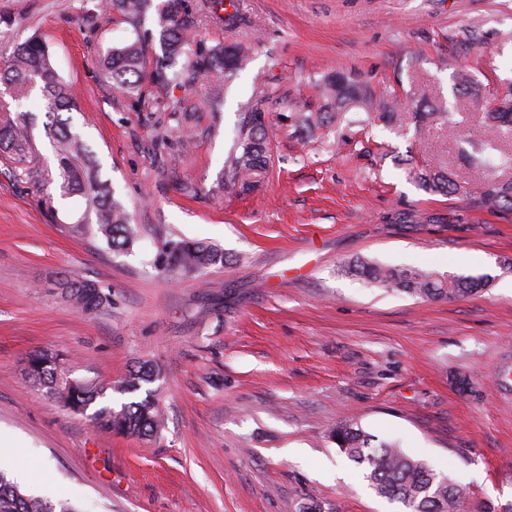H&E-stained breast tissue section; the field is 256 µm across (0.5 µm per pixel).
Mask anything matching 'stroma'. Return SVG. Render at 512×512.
<instances>
[{"label": "stroma", "instance_id": "1", "mask_svg": "<svg viewBox=\"0 0 512 512\" xmlns=\"http://www.w3.org/2000/svg\"><path fill=\"white\" fill-rule=\"evenodd\" d=\"M204 6L208 45L252 44L232 82L218 73L148 105L99 67L132 27L103 0H0V70L39 35L74 85L69 117L141 231L129 252L74 232L79 196L35 188L0 161V434L48 499L79 512H404L378 496L329 432L357 419L512 512V210L425 191L405 159L478 187L465 138L495 87L512 82V0H244L236 24ZM479 95L458 89L461 69ZM354 71L445 101L458 126L332 127L293 135L312 83ZM267 97L271 173L232 198L217 183L251 98ZM33 147L56 173L32 91ZM167 238L204 239L227 260L174 281L146 263ZM483 275L484 290L423 301L370 287L341 264ZM90 279L112 303L77 312L58 275ZM57 354L66 375L106 384L118 409L154 392L164 416L144 440L100 430L30 380L27 356ZM147 389L119 391L141 365Z\"/></svg>", "mask_w": 512, "mask_h": 512}]
</instances>
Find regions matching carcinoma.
I'll use <instances>...</instances> for the list:
<instances>
[{
	"label": "carcinoma",
	"mask_w": 512,
	"mask_h": 512,
	"mask_svg": "<svg viewBox=\"0 0 512 512\" xmlns=\"http://www.w3.org/2000/svg\"><path fill=\"white\" fill-rule=\"evenodd\" d=\"M153 0H107L108 10L131 25L137 24L151 8ZM200 9L190 0H164L156 9V30L133 41L112 46L102 62L103 75L112 87L124 94L156 98L167 95L173 85H188L203 72L219 71L230 78L243 69L248 48L240 43L208 47L198 39ZM159 42L162 55L147 68L150 45ZM188 65L178 69L179 58ZM0 85L9 96L20 99L35 87L53 116L48 127L58 161L61 195H80L85 202L84 217L75 230L95 224L96 232L114 251H129L139 241V231L130 214L116 198L112 182L102 177L101 164L82 142L80 136L60 117L62 112L78 108L72 87L54 69L45 39L33 36L15 46L9 66L0 72ZM323 104L316 112H301L296 128L311 130L332 121L346 120L351 111L363 112L365 122H381L402 129L407 120L425 125L441 120L448 130L457 132L453 114L442 101L434 102L425 92L415 96L393 87L376 92L368 82L347 73L324 76L317 84ZM411 104L412 111L400 112V103ZM483 135L468 136L475 152L472 163L485 173L481 191H473L466 182L455 181L445 170L415 173V178L436 192L460 196L478 209H512V180L492 174L496 167L512 168V154L503 153L498 161L484 156L496 149V142L512 139V83L497 97L494 107L485 112ZM269 126L265 121L264 99L248 104L238 128L236 146L224 165L219 188L228 195L249 194L263 185L269 174L267 143ZM0 154L16 164L30 179L40 175L41 162L32 150L31 128L26 119H0ZM149 264L165 276H188L224 265V251L205 240L166 239L157 247ZM350 275L362 276L369 283L391 291L403 292L423 300H452L474 296L484 289L481 277L441 274L419 267H387L353 262L344 267ZM61 296L83 314L93 313L112 304L111 292L92 280L57 281ZM36 368L32 378L46 394L74 414H84L105 388L93 382L77 380L67 384L58 356L48 352L29 355ZM155 370L143 366L122 381L121 389L136 391L154 381ZM92 424L102 430L136 438L158 434L163 424L159 405L153 395L125 404L118 411L103 406L89 415ZM337 448L349 460L364 468V477L375 492L403 504L406 512H472L473 498L466 487L452 482L434 470L425 460L406 453L399 443L379 441L353 420L339 422L331 431ZM0 512H79L68 500L55 503L29 495L0 471Z\"/></svg>",
	"instance_id": "1"
}]
</instances>
